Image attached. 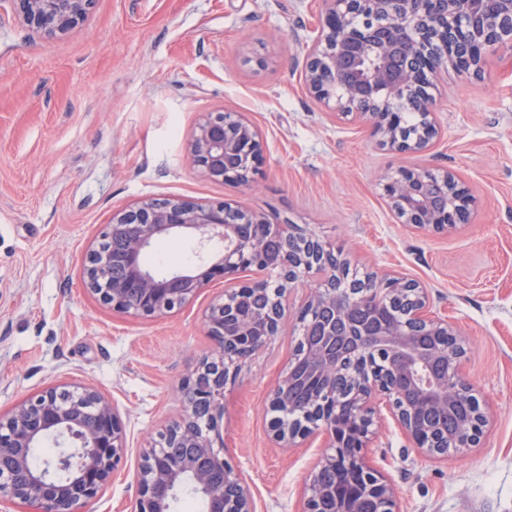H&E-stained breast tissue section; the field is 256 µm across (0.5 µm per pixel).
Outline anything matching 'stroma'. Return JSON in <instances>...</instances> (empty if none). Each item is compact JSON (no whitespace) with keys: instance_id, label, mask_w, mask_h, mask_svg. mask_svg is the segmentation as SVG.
Listing matches in <instances>:
<instances>
[{"instance_id":"1","label":"stroma","mask_w":512,"mask_h":512,"mask_svg":"<svg viewBox=\"0 0 512 512\" xmlns=\"http://www.w3.org/2000/svg\"><path fill=\"white\" fill-rule=\"evenodd\" d=\"M322 0H96L54 39L0 11V410L67 379L117 403L127 448L94 512H131L142 453L178 415L174 392L213 343L202 311L215 284L165 318L98 306L81 267L113 212L145 199L225 201L303 227L351 268L424 284L435 315L468 338L466 377L491 406L479 447L417 454L391 418L368 450L400 512H512V52L482 77L454 71L435 94L440 136L427 162L479 198L457 233L400 224L380 183L415 163L359 122L327 111L301 77L302 44ZM243 112L259 129L262 171L246 185L201 178L186 161L202 113ZM165 273L208 259L194 236L162 241ZM298 335L285 330L224 389V456L249 481L256 512H301L322 437L275 446L268 395Z\"/></svg>"}]
</instances>
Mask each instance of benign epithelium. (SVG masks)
<instances>
[{"label": "benign epithelium", "mask_w": 512, "mask_h": 512, "mask_svg": "<svg viewBox=\"0 0 512 512\" xmlns=\"http://www.w3.org/2000/svg\"><path fill=\"white\" fill-rule=\"evenodd\" d=\"M0 1L47 39L74 29L94 3ZM501 50H512V0H323L316 35L303 45L302 76L313 99L358 117L380 145L419 152L438 134L432 90L441 72L479 74L487 55ZM407 111L418 116L411 134L400 124ZM187 158L208 180L246 184L263 163L259 129L231 109L207 112L192 129ZM382 190L402 223L423 231L453 233L478 207L470 189L447 169L400 168L384 178ZM233 212L224 201L144 200L113 213L86 254V291L102 307L138 319L164 318L214 281L247 270L256 274L224 289L205 308L202 320L214 348L180 385L179 416L143 452L134 512H174L187 489L203 500L206 512H255L250 484L224 458V388L230 369L288 323L278 294L335 250L312 233L294 236L262 215L233 221ZM186 233L202 249L219 240L224 250L204 265L165 275L141 263L155 241ZM116 236L125 245L118 255L107 247ZM117 263L123 273L115 278ZM273 276L276 288L269 281ZM270 292L277 306L247 316L238 312L241 294ZM395 298L407 310L392 324L384 312ZM294 328L303 351L291 358L271 392L270 431L280 448L324 436L326 451L310 476L303 512H397L394 485L367 456L376 434L371 401L377 397L423 455L461 452L483 437L488 415L463 374L467 348L448 320L433 315L428 291L418 282L373 274L354 293L336 287L328 265ZM421 332L448 335L454 344L425 349L415 340ZM384 352L391 362L376 377L370 359ZM296 383L309 392L301 423L282 418L280 411L285 392ZM464 399L468 413L453 431L423 422L424 407L446 413ZM47 439L57 451L37 466L33 449ZM125 448V424L111 397L89 384L54 382L0 412V503L28 512H89L111 484ZM328 471L344 482L327 486Z\"/></svg>", "instance_id": "benign-epithelium-1"}]
</instances>
